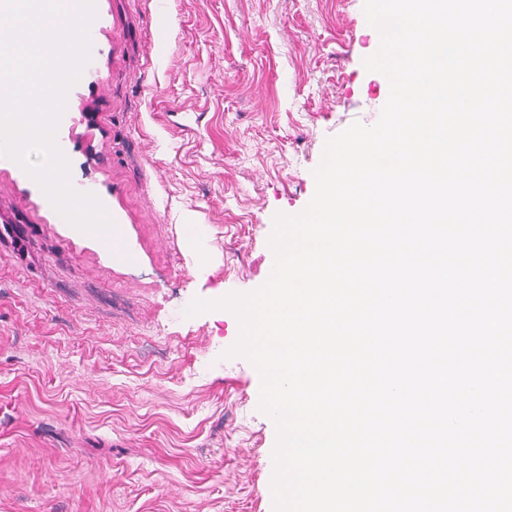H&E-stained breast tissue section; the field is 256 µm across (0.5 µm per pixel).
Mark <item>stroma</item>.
Listing matches in <instances>:
<instances>
[{
	"label": "stroma",
	"instance_id": "1",
	"mask_svg": "<svg viewBox=\"0 0 512 512\" xmlns=\"http://www.w3.org/2000/svg\"><path fill=\"white\" fill-rule=\"evenodd\" d=\"M57 142L128 259L0 154V512H274L260 376L197 297L270 277L325 141L374 125L364 0H96ZM197 225L186 240L182 227Z\"/></svg>",
	"mask_w": 512,
	"mask_h": 512
}]
</instances>
